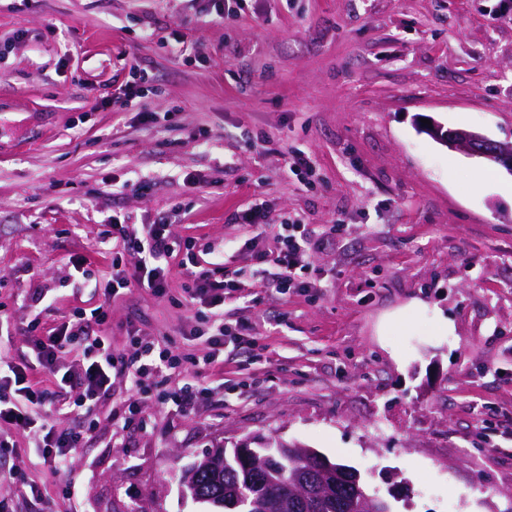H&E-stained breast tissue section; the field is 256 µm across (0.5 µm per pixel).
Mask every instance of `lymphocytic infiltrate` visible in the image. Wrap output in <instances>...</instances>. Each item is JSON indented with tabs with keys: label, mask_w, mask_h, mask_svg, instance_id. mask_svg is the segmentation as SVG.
<instances>
[{
	"label": "lymphocytic infiltrate",
	"mask_w": 512,
	"mask_h": 512,
	"mask_svg": "<svg viewBox=\"0 0 512 512\" xmlns=\"http://www.w3.org/2000/svg\"><path fill=\"white\" fill-rule=\"evenodd\" d=\"M112 237V275L106 288L111 297L135 288L167 296L169 261L173 255H181L180 265L188 276L183 300L206 311L203 334L207 350L201 356L184 353L135 327L129 351L114 353L102 334L108 320L104 304L76 310L73 322L45 331L39 319H32L28 324L33 333L30 354L18 360L0 357V447H10L11 437L25 436L29 454L56 471L67 467L71 452L90 437L92 428L86 425L61 431L53 424V415L67 408L90 410L111 396L113 378H123L128 386L125 407L131 416L138 412L139 396L152 388L162 406L182 415L193 413L224 391L220 385H202L199 372L224 360L226 339L233 334L224 321V298L237 291V284L225 280L221 267L196 270L192 242L177 241L167 217L138 226L113 222ZM319 242L305 225H283L275 247L253 256L263 288L285 295L302 287V272ZM68 353L76 354L78 368L63 373L57 362ZM172 370L180 375L173 386L168 383Z\"/></svg>",
	"instance_id": "1"
}]
</instances>
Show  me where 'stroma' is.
Segmentation results:
<instances>
[{
    "label": "stroma",
    "instance_id": "stroma-1",
    "mask_svg": "<svg viewBox=\"0 0 512 512\" xmlns=\"http://www.w3.org/2000/svg\"><path fill=\"white\" fill-rule=\"evenodd\" d=\"M423 116L512 142V0H230L220 18L209 0H0V352L29 353L32 317L104 303L114 352L135 325L203 354L178 259L170 298L102 292L108 217L169 211L201 265L251 284L258 305L226 298L224 317L265 346L204 369L224 395L187 416L148 399L124 421L120 382L56 414L95 425L66 471L19 437L0 450L11 512H212L181 471L275 438L357 470L392 512H512V174L420 133ZM298 152L309 174L289 173ZM137 177L147 195L125 189ZM255 204L259 231L237 220ZM290 216L336 239L283 296L250 256Z\"/></svg>",
    "mask_w": 512,
    "mask_h": 512
}]
</instances>
